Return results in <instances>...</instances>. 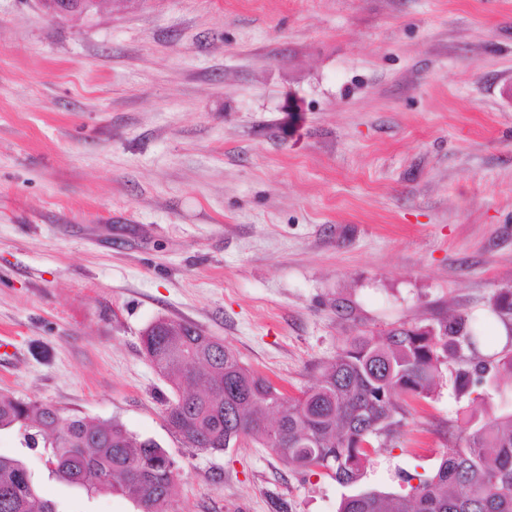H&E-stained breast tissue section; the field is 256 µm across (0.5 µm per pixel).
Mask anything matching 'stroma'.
<instances>
[{"instance_id":"stroma-1","label":"stroma","mask_w":512,"mask_h":512,"mask_svg":"<svg viewBox=\"0 0 512 512\" xmlns=\"http://www.w3.org/2000/svg\"><path fill=\"white\" fill-rule=\"evenodd\" d=\"M512 0H100L59 19L0 0V392L121 422L179 464L170 512H336L325 475L239 442L189 455L142 351L188 322L288 394L354 329L512 319ZM346 303L351 320L340 319ZM444 374L361 488L405 493L512 380ZM60 512H138L51 476Z\"/></svg>"}]
</instances>
